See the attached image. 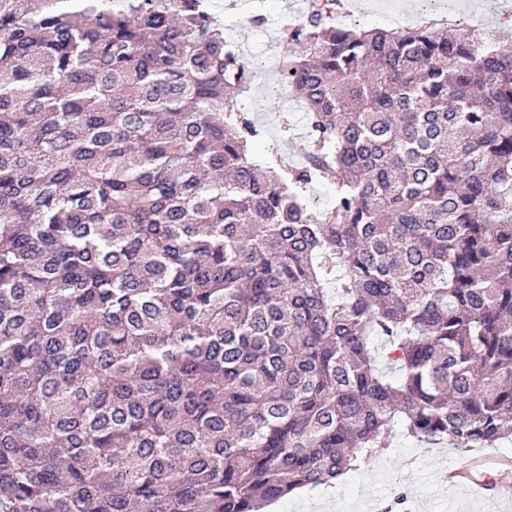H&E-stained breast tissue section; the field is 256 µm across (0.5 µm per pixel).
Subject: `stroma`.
<instances>
[{
    "label": "stroma",
    "mask_w": 512,
    "mask_h": 512,
    "mask_svg": "<svg viewBox=\"0 0 512 512\" xmlns=\"http://www.w3.org/2000/svg\"><path fill=\"white\" fill-rule=\"evenodd\" d=\"M207 4L223 24L225 38L239 46L245 61L261 66L248 104L251 118L264 131L252 146L253 155L262 159L276 151L287 155L289 162H301L308 147L306 110L280 86L277 64L286 47L277 36L284 22L302 18L307 0H207ZM255 15L265 17L264 26L250 25ZM337 20L386 30L442 21L499 29L503 47L512 48V0H364L357 7H341ZM464 456V451L446 443L422 448L399 435L391 448L344 475L334 490L323 486L303 490L276 503L273 512H370L401 489L410 492L415 512H494L492 505L440 485L441 471Z\"/></svg>",
    "instance_id": "stroma-1"
}]
</instances>
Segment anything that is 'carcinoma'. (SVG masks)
Here are the masks:
<instances>
[{"label": "carcinoma", "mask_w": 512, "mask_h": 512, "mask_svg": "<svg viewBox=\"0 0 512 512\" xmlns=\"http://www.w3.org/2000/svg\"><path fill=\"white\" fill-rule=\"evenodd\" d=\"M336 2L281 28L285 166L204 0H0V512H264L398 431L512 438V54Z\"/></svg>", "instance_id": "obj_1"}]
</instances>
